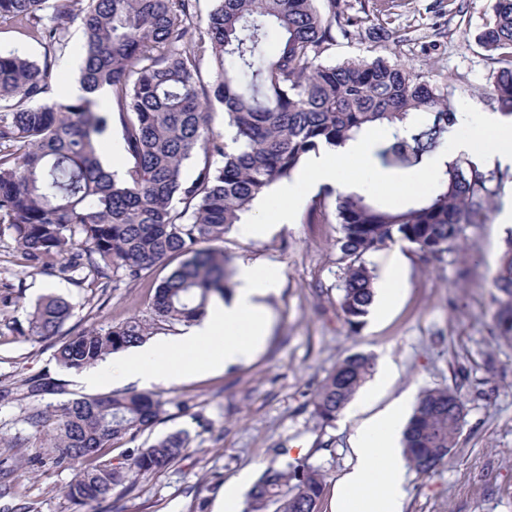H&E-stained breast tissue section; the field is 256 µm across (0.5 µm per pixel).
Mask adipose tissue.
<instances>
[{"instance_id": "adipose-tissue-1", "label": "adipose tissue", "mask_w": 512, "mask_h": 512, "mask_svg": "<svg viewBox=\"0 0 512 512\" xmlns=\"http://www.w3.org/2000/svg\"><path fill=\"white\" fill-rule=\"evenodd\" d=\"M478 137L484 141L488 164L512 167V116L482 113L469 134L455 139V152H470ZM376 138V133L363 131L342 145H323L309 157L297 183L275 184L258 199V217L242 221L240 233L256 237L268 224L283 223L305 200L306 187H343L341 168L366 164ZM277 280L276 269L240 264L237 286L229 300L215 303L188 333L120 352L110 367L83 369L82 380L90 386L177 382L217 373L250 359L268 336L270 312L265 299ZM399 419V411L390 409L358 430L353 448L355 462L338 486L333 512H401L405 470L395 451Z\"/></svg>"}]
</instances>
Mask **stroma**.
Returning <instances> with one entry per match:
<instances>
[{
    "instance_id": "35a3bbf8",
    "label": "stroma",
    "mask_w": 512,
    "mask_h": 512,
    "mask_svg": "<svg viewBox=\"0 0 512 512\" xmlns=\"http://www.w3.org/2000/svg\"><path fill=\"white\" fill-rule=\"evenodd\" d=\"M391 16L372 15V24H388L390 36L337 39L325 54L338 63L376 53L423 71L441 72L448 81L455 111H499L486 94L494 63L477 36L493 14L494 0H396ZM446 35L432 39L435 28ZM79 26L69 31L64 54L52 60L50 98L76 85L81 58ZM512 207V179H506L484 220L467 225L458 254L438 262L425 260L414 247L395 243L370 255L376 282H383L392 261L401 265L403 288L382 317L367 316L350 333L338 311L342 268L339 224H307L302 213L271 226L263 236L246 238L230 229L220 247L239 263L278 269L280 286L267 304L270 335L249 361L223 372L174 383L147 385L164 404L152 431L122 439L105 449L120 459L130 446H144L177 430L192 442L185 457L154 471L131 494L114 489L103 502L73 505L65 495L72 478L46 448L67 399L96 392L77 372L61 369L53 357L54 339L27 334L36 301L49 293L68 298L74 310L67 332L107 327L138 315H151L154 290L170 267L158 264L140 281L114 276L108 287L92 278L68 280L30 266L9 233L0 234V512L20 502L34 512H215L225 487L267 466L305 462L320 467L326 481L323 512H330L336 486L355 461L353 439L369 418L402 397L426 388L459 387L468 414L458 444L447 462L429 476L407 470L402 512H512V336L500 335L495 322L492 278L507 232L500 217ZM352 353H365L391 365L386 386L374 395L358 391L330 425L313 414L312 397L323 378ZM34 376L60 380L61 395L27 397L23 382ZM43 414L32 427V411Z\"/></svg>"
}]
</instances>
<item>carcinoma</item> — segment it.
I'll return each instance as SVG.
<instances>
[{
  "instance_id": "obj_1",
  "label": "carcinoma",
  "mask_w": 512,
  "mask_h": 512,
  "mask_svg": "<svg viewBox=\"0 0 512 512\" xmlns=\"http://www.w3.org/2000/svg\"><path fill=\"white\" fill-rule=\"evenodd\" d=\"M199 2L0 0V22H12L45 49L41 64L0 53V233L10 232L31 266L57 264L63 273L87 269L108 279L120 269L137 281L156 264L177 261L155 289L150 323L133 316L62 337L73 306L60 295L42 296L28 335L60 336L54 358L63 369L78 371L143 343L156 322L189 324L205 316L231 278L229 259L214 243L308 155L366 126L390 127L375 149L382 167L402 173L431 161L438 174L426 194L398 207L329 185L307 206L305 223L323 224L332 215L340 224L338 310L353 333L374 296L369 254L405 242L441 261L503 187L497 168L446 159L441 144L460 115L442 74L380 57L323 60L336 37L361 34L370 16L362 0H212L204 19ZM76 21L84 37V94L48 101L49 54L66 49ZM477 41L498 64L488 93L512 115V0H495ZM103 88L122 129L120 175L105 166L98 142L106 118L94 93ZM214 100L224 109L222 131L212 123ZM505 244L492 286L497 327L511 336L512 232ZM373 371L369 355L339 361L313 396L315 417L336 420ZM25 386L30 397L61 390L42 377ZM161 413L160 400L145 392L64 403L48 443L62 451L56 462L74 467L66 495L80 504L104 501L116 487L129 493L139 477L182 458L191 443L186 430L134 448L116 465L102 459L103 449L151 429ZM466 416L459 388L423 390L403 432L408 468L433 473L457 447ZM324 492L317 468L269 466L242 512H320Z\"/></svg>"
}]
</instances>
